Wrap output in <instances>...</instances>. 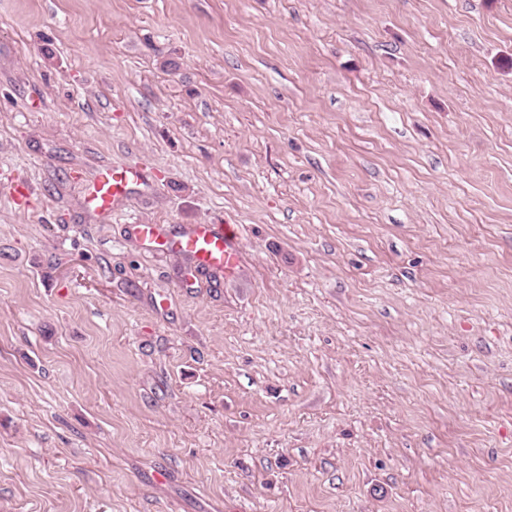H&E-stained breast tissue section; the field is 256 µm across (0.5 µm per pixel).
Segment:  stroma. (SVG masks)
I'll return each mask as SVG.
<instances>
[{
  "mask_svg": "<svg viewBox=\"0 0 512 512\" xmlns=\"http://www.w3.org/2000/svg\"><path fill=\"white\" fill-rule=\"evenodd\" d=\"M0 512H512V0H0ZM141 178L140 170L137 169H114L105 168L96 180L90 194V201L97 208L110 209L126 193L129 183L138 181ZM231 224H194L189 232L177 239H163L157 224H138L134 229L144 239L166 245L168 249L193 258L196 270L224 269V274L236 270L239 249Z\"/></svg>",
  "mask_w": 512,
  "mask_h": 512,
  "instance_id": "stroma-1",
  "label": "stroma"
}]
</instances>
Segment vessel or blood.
<instances>
[{"label": "vessel or blood", "mask_w": 512, "mask_h": 512, "mask_svg": "<svg viewBox=\"0 0 512 512\" xmlns=\"http://www.w3.org/2000/svg\"><path fill=\"white\" fill-rule=\"evenodd\" d=\"M140 177L141 173L136 169L105 168L93 186L90 200L97 208H112L125 195L128 184ZM135 230L145 239L155 242L162 240L158 225L139 224ZM236 239L232 227L196 224L179 238L162 241H165L168 249L192 257L196 269H221L230 274L235 271L239 260Z\"/></svg>", "instance_id": "1"}]
</instances>
